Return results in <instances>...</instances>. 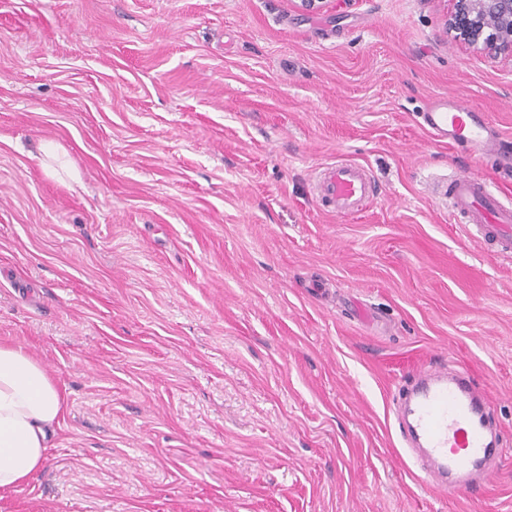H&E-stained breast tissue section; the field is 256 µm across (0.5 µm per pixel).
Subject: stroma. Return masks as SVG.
Listing matches in <instances>:
<instances>
[{
  "label": "stroma",
  "instance_id": "obj_1",
  "mask_svg": "<svg viewBox=\"0 0 512 512\" xmlns=\"http://www.w3.org/2000/svg\"><path fill=\"white\" fill-rule=\"evenodd\" d=\"M298 3L0 0V343L66 394L0 512H512V262L431 189L499 160L417 118L462 96L512 138V62L447 0ZM332 162L361 210L316 195ZM433 361L491 400L480 493L405 457ZM374 180L363 165L350 162L326 164L319 171L315 191L336 213L355 210L373 193Z\"/></svg>",
  "mask_w": 512,
  "mask_h": 512
}]
</instances>
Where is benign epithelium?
Masks as SVG:
<instances>
[{
    "instance_id": "benign-epithelium-1",
    "label": "benign epithelium",
    "mask_w": 512,
    "mask_h": 512,
    "mask_svg": "<svg viewBox=\"0 0 512 512\" xmlns=\"http://www.w3.org/2000/svg\"><path fill=\"white\" fill-rule=\"evenodd\" d=\"M445 18L448 35L496 60H512V0H450Z\"/></svg>"
}]
</instances>
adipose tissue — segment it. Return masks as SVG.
Returning <instances> with one entry per match:
<instances>
[{"label":"adipose tissue","mask_w":512,"mask_h":512,"mask_svg":"<svg viewBox=\"0 0 512 512\" xmlns=\"http://www.w3.org/2000/svg\"><path fill=\"white\" fill-rule=\"evenodd\" d=\"M65 397L39 360L0 344V492L28 483L42 468Z\"/></svg>","instance_id":"1"}]
</instances>
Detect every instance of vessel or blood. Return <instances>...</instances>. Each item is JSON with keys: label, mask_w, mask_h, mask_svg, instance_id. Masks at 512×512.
<instances>
[{"label": "vessel or blood", "mask_w": 512, "mask_h": 512, "mask_svg": "<svg viewBox=\"0 0 512 512\" xmlns=\"http://www.w3.org/2000/svg\"><path fill=\"white\" fill-rule=\"evenodd\" d=\"M419 124L434 138L466 146L477 159L500 146L487 135L482 115L445 95L420 113ZM373 189L370 171L350 162L326 164L315 182L318 196L339 214L355 210ZM444 195L452 211L467 217L473 239L512 259V201L503 202L489 181L475 175L453 178ZM392 404L401 412L403 437L421 450L415 464L422 484L453 496L476 489L474 474L491 479L487 464L497 453L500 436L490 429L491 402L469 373L451 376L440 364L427 365L394 395Z\"/></svg>", "instance_id": "obj_1"}]
</instances>
